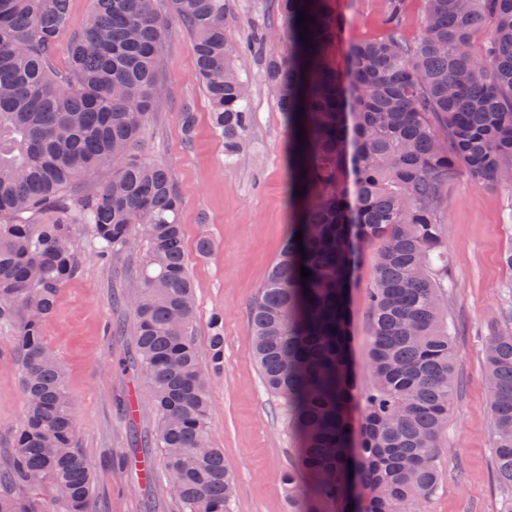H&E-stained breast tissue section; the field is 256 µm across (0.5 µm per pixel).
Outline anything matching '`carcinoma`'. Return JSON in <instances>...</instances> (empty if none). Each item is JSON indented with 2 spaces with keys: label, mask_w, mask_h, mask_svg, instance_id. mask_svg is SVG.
<instances>
[{
  "label": "carcinoma",
  "mask_w": 512,
  "mask_h": 512,
  "mask_svg": "<svg viewBox=\"0 0 512 512\" xmlns=\"http://www.w3.org/2000/svg\"><path fill=\"white\" fill-rule=\"evenodd\" d=\"M69 2L0 0V325L12 327L26 395L11 461L0 468V512H94L73 398L44 336L79 270L78 228L102 253H137L131 366L152 384L157 445L179 512H230L233 478L208 425L207 375L224 361L223 318L211 319L202 352L182 198L168 169L140 154L175 23L192 36L196 78L225 152L244 155L253 114L224 0H169L167 15L157 0H92L59 72L52 52ZM424 2L417 42L398 34L406 0H387L385 36L351 45L340 68L334 0H278L284 26L270 38L282 49L267 57L262 80L288 123L296 221L249 319L263 383L298 441L285 477L293 512H427L437 488L438 449L457 400L452 273L438 213L463 174L512 190V0ZM303 12L313 18L306 41ZM489 21L478 56L471 44ZM103 168L112 169L108 181L83 183ZM47 211L59 217L40 219ZM365 246L375 247L376 263L371 383L360 392L350 288ZM484 375L493 464L512 490V329L486 337ZM352 483L362 489L354 502Z\"/></svg>",
  "instance_id": "obj_1"
}]
</instances>
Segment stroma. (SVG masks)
Returning <instances> with one entry per match:
<instances>
[{
    "instance_id": "stroma-1",
    "label": "stroma",
    "mask_w": 512,
    "mask_h": 512,
    "mask_svg": "<svg viewBox=\"0 0 512 512\" xmlns=\"http://www.w3.org/2000/svg\"><path fill=\"white\" fill-rule=\"evenodd\" d=\"M343 27L334 50L344 62L351 42L382 37L384 0H336ZM277 0H227L226 25L243 47L236 65L248 85L254 114L247 157H226L213 129L210 105L195 78L190 36L174 28L162 55L164 93L141 147L144 157L167 167L183 200L180 222L195 289L193 334L208 349L210 321L224 317V368L208 376L211 441L232 467L231 512H289L284 475L294 462L295 441L281 400L267 391L252 356L249 311L273 260L288 238V125L262 81L265 54L248 50L254 35L282 27ZM192 103L196 123L184 135L180 112ZM440 222L448 240V324L457 357L456 407L438 456L439 484L429 512H502L506 491L492 469L490 392L485 380L484 339L490 330L512 326V191L477 186L460 177L443 201ZM214 247L200 256L196 245ZM81 263L62 288L45 325L50 349L63 365L74 397L78 445L95 475L96 512H178L174 487L156 446L157 411L152 385L127 367L135 349L134 316L122 296L139 287L138 264L121 250L101 258L86 235L76 238ZM376 251L365 248L351 292L352 357L359 386L370 381L368 346L372 332L370 293ZM0 326V465L24 417L20 367ZM143 403L130 418V392ZM153 459L154 479L141 486L115 464L117 458Z\"/></svg>"
}]
</instances>
